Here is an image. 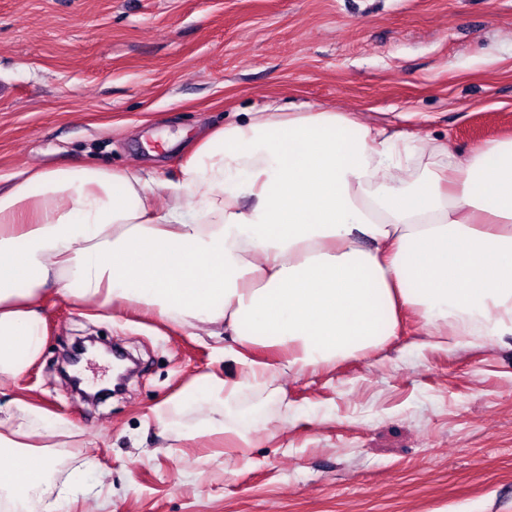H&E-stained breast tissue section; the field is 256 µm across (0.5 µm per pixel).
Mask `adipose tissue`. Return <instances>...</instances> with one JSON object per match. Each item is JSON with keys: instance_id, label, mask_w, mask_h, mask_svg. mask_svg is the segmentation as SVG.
Listing matches in <instances>:
<instances>
[{"instance_id": "obj_1", "label": "adipose tissue", "mask_w": 512, "mask_h": 512, "mask_svg": "<svg viewBox=\"0 0 512 512\" xmlns=\"http://www.w3.org/2000/svg\"><path fill=\"white\" fill-rule=\"evenodd\" d=\"M0 190V389L39 357L47 289L118 303L222 341L239 366L203 373L152 410L177 439L252 448L273 418L248 392L389 344L411 310L437 346L512 337V138L458 158L333 107H269L208 131L157 196L144 168L25 167ZM275 351V362L251 357ZM210 412L191 427L175 419ZM62 430L37 405L0 415V512L95 498L84 469L44 478Z\"/></svg>"}]
</instances>
